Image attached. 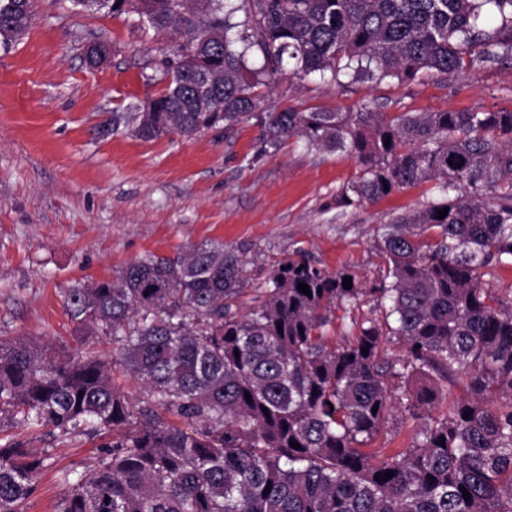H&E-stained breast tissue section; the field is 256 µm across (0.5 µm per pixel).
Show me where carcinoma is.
<instances>
[{
    "instance_id": "obj_1",
    "label": "carcinoma",
    "mask_w": 512,
    "mask_h": 512,
    "mask_svg": "<svg viewBox=\"0 0 512 512\" xmlns=\"http://www.w3.org/2000/svg\"><path fill=\"white\" fill-rule=\"evenodd\" d=\"M72 2L179 35L151 111L114 112L112 128L189 138L254 120L275 151L292 136L351 148L362 169L344 206L429 182L438 197L376 229L383 267L367 292L299 251L263 288L243 249L211 241L68 290L76 329L112 337L110 363L1 338L0 415L112 432L90 470L64 476L57 512H512V305L484 281L512 258V112L259 111L260 88L289 73L405 82L512 57V0ZM33 15V0H0V39ZM365 293L389 309L336 340V310ZM119 371L145 386L143 406ZM390 378L412 387L397 395ZM398 403L413 445L372 447ZM42 467L26 442L0 443V512H25Z\"/></svg>"
}]
</instances>
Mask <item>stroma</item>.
Wrapping results in <instances>:
<instances>
[{"label":"stroma","mask_w":512,"mask_h":512,"mask_svg":"<svg viewBox=\"0 0 512 512\" xmlns=\"http://www.w3.org/2000/svg\"><path fill=\"white\" fill-rule=\"evenodd\" d=\"M88 41L110 47L100 67L83 58ZM174 41L134 16L40 0L27 33L0 42V338L111 358V337L75 329L68 288L112 278L145 255L172 258L211 240L245 248L258 283L299 250L369 288L380 280L376 227L431 199L423 184L342 206L361 170L355 153L311 151L295 137L267 150L250 122L231 134L149 141L131 126H113V113L135 111L163 89L160 62ZM260 107L512 112V60L477 63L445 80L341 86L286 76ZM0 438L26 441L44 459L27 512H56L70 490L65 474L84 472L100 455L98 439L86 434L25 430L4 418Z\"/></svg>","instance_id":"1"}]
</instances>
